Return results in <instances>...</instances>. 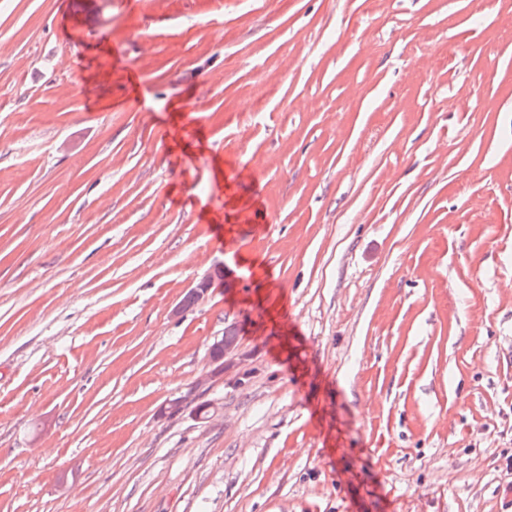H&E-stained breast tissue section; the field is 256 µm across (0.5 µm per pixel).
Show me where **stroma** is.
I'll list each match as a JSON object with an SVG mask.
<instances>
[{"mask_svg": "<svg viewBox=\"0 0 512 512\" xmlns=\"http://www.w3.org/2000/svg\"><path fill=\"white\" fill-rule=\"evenodd\" d=\"M1 42L0 512H512V0H0ZM224 340L235 341L237 340L236 329L232 325H227L224 328V336L217 339L210 346V357L213 363H219V370L224 372L225 368L231 363L232 357L237 350L236 344H224Z\"/></svg>", "mask_w": 512, "mask_h": 512, "instance_id": "obj_1", "label": "stroma"}]
</instances>
